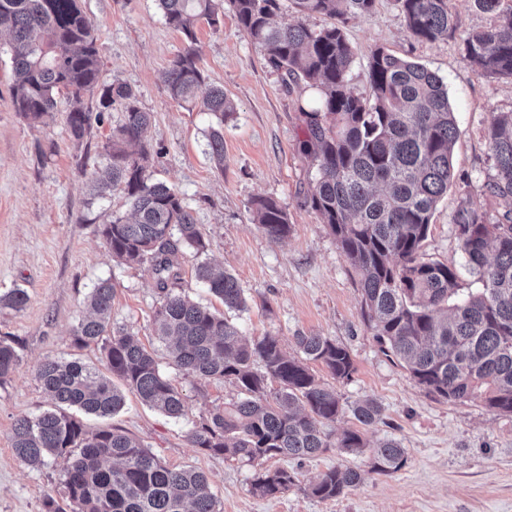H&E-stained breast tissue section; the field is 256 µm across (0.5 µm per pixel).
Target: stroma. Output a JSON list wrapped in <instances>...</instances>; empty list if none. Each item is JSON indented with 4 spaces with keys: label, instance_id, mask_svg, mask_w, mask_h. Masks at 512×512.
<instances>
[{
    "label": "stroma",
    "instance_id": "stroma-1",
    "mask_svg": "<svg viewBox=\"0 0 512 512\" xmlns=\"http://www.w3.org/2000/svg\"><path fill=\"white\" fill-rule=\"evenodd\" d=\"M81 5L95 30L104 81L131 86L139 107L152 115L143 135L152 181L178 192L208 241L205 254H185L179 291L224 309L196 278L197 264L208 261L230 271L244 290L245 308L228 317L246 338L269 334L291 353L301 332L345 345L356 371L351 380L334 382L338 395L347 404L377 401L383 420L364 435L372 444L398 440L407 464L384 476L372 473L366 452L333 448L302 461L275 457L265 460L264 468L288 469L296 484L285 494L262 497L251 491L253 467L191 446L187 435L194 424L236 400L237 391L171 364L154 332L151 271L144 264H120L104 243L102 223L126 215L129 203L119 191L93 197L89 184L106 163L104 146L122 114L107 113L78 144L65 123L77 103L62 95L48 124H31L14 110L10 54L0 50V295L20 288L28 296L20 310L0 305V337L18 342L20 354L15 372L0 383V512H44L45 494L61 490L59 464L49 460L32 467L17 459L13 426L20 417L52 407L35 377L41 360L77 359L106 373L100 346L73 342L88 293L106 278L115 284L113 325L129 329L154 351L187 410L180 420L170 419L128 389L118 414H85L81 420L93 433L122 430L168 466L204 473L220 512H512V415L479 401L427 395L398 361L382 353L362 321L354 271L308 199L315 168L298 148L303 129L298 104L311 89L285 87L229 8L220 9L217 25L199 21L197 66L235 107L223 121L224 166L216 168L207 147L215 117L200 103L177 102L168 92L165 74L187 42L166 24L157 0H81ZM449 7L457 29L432 43L411 35L395 0H376L371 14L350 18L344 28L355 53L349 89L369 94L367 60L379 47L444 80L458 126L456 180L436 207L423 251L427 259L454 263L461 287L474 290L478 284L459 247L453 215L464 200L491 224L512 210V201L490 191L496 171L485 141L492 115L512 112V82L486 76L464 58L465 37L488 26L490 17L473 0H449ZM261 196L287 212L291 229L284 239H271L253 221L252 203ZM336 467L359 471L362 482L335 499L310 496L308 485Z\"/></svg>",
    "mask_w": 512,
    "mask_h": 512
}]
</instances>
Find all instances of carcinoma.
I'll use <instances>...</instances> for the list:
<instances>
[{"label":"carcinoma","mask_w":512,"mask_h":512,"mask_svg":"<svg viewBox=\"0 0 512 512\" xmlns=\"http://www.w3.org/2000/svg\"><path fill=\"white\" fill-rule=\"evenodd\" d=\"M299 14H321L331 23L313 29L301 21L281 22L279 0H228L239 26L280 71L289 87L304 81L318 98L299 106L304 116L300 150L316 162L310 203L328 224L349 260L362 294L361 317L388 356H393L429 395L450 401L481 400L512 414V218L489 224L479 209L461 201L454 214L457 238L472 272L482 283L462 293L455 265L429 261L421 253L437 203L454 181L456 117L443 79L424 65L381 48L367 64L368 96L353 94L349 73L353 49L344 27L351 16L372 12L376 0H292ZM411 34L421 42L456 31L448 0H396ZM165 22L189 42L167 73L171 98L193 102L205 85L197 67L195 28L202 18L219 22L214 0H158ZM491 17L488 27L469 34L464 58L482 73L512 81V0H474ZM10 37L15 111L39 120L55 111L57 96L78 100L98 94V114L81 108L67 113L70 137L80 142L91 121L118 107L121 124L106 145L108 163L93 180L102 196L122 190L131 218L114 217L101 234L112 257L125 265L149 266L158 306L156 335L168 343L173 365L204 380L232 383L240 394L224 409L200 419L188 434L193 447L213 457L232 456L246 465L277 456L312 458L328 448L357 453L366 448L361 431L333 438L325 427L344 411L364 427L381 421L380 406L364 400L350 408L319 381L307 362L322 364L336 381L355 370L349 349L319 334H299L301 353L283 352L275 336L243 340L237 326L209 307L175 291L186 251H207L194 216L171 187L147 173L148 151L141 141L151 113L123 83L102 79L93 25L80 0H0V34ZM217 119L208 153L224 168V114L233 111L224 89L209 87L201 100ZM496 170L493 194L512 199V112L494 114L485 130ZM253 221L270 237L290 230L287 212L273 199L253 203ZM198 280L229 310L246 307L244 290L230 273L202 263ZM115 285L97 282L87 296L90 314L75 329L79 346L102 342L110 372L141 402L178 420L185 416L181 393L161 371L153 353L125 328L112 326ZM27 295L15 288L0 304L21 309ZM19 362L15 340L0 339V383ZM35 376L57 408L22 417L13 428V450L26 465L50 457L61 465L63 499L76 512H218L207 477L176 470L140 441L116 429L88 433L68 408L109 417L124 405L111 379L74 360L47 358ZM279 389L271 391L270 385ZM372 472L401 470L406 450L393 439L371 449ZM360 473L332 468L307 492L335 499L358 486ZM295 485L286 469L259 472L252 490L275 497Z\"/></svg>","instance_id":"1"}]
</instances>
